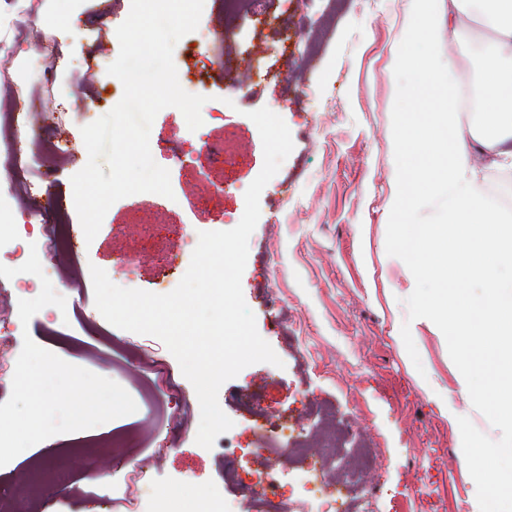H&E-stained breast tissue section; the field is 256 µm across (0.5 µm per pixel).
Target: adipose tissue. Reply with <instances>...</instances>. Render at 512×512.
Segmentation results:
<instances>
[{
  "label": "adipose tissue",
  "mask_w": 512,
  "mask_h": 512,
  "mask_svg": "<svg viewBox=\"0 0 512 512\" xmlns=\"http://www.w3.org/2000/svg\"><path fill=\"white\" fill-rule=\"evenodd\" d=\"M423 16L404 47L411 68L394 113L403 140V180L392 202L396 213L435 201L439 223L482 225L484 236L465 238L461 267L487 269L490 278L480 301L482 321L471 324L461 314L469 287L455 282V307L445 321L450 334L478 327L493 338L466 355L465 391L512 394V232H502L505 213L489 202L477 177V165L512 166V0H416ZM476 18L492 32L476 59L478 95L472 103L476 119L463 123L458 103L454 60H442L443 28L459 16ZM426 101L424 112L412 105ZM479 163H472V156Z\"/></svg>",
  "instance_id": "adipose-tissue-1"
}]
</instances>
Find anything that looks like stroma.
Listing matches in <instances>:
<instances>
[{
	"label": "stroma",
	"instance_id": "35a3bbf8",
	"mask_svg": "<svg viewBox=\"0 0 512 512\" xmlns=\"http://www.w3.org/2000/svg\"><path fill=\"white\" fill-rule=\"evenodd\" d=\"M130 8L131 0H79L80 21L69 29L54 25L52 0H0V51H30L21 70L0 68V106L16 91L33 114L60 112L81 91L98 99L99 114L108 113L123 95L107 68L119 54L116 29ZM416 20L414 0H266L260 21L248 8L230 13L224 0H204L198 30L174 48L175 66L189 52L218 51L232 71L258 58L263 80L232 88L209 73L196 132L177 108L157 114L150 150L169 170L174 196L140 193L116 201L78 260L56 258L50 280L65 309L44 307L22 324L18 302L32 290L21 277L0 278V324L14 331L0 346V363L8 365L0 374V403L11 395V368L28 335L124 387L137 410L105 428L137 431L139 446L116 461L86 447L82 432L52 436L26 459L0 467V498L11 497L17 476L36 461L45 473L38 493L48 512H142L147 494L164 497L188 486L224 512H253L265 476L275 481L281 512H316L303 489L305 463L263 445L286 422L313 435L324 414L381 451L355 483L352 512H475L479 487L461 462L462 450L512 444V402L462 390L465 353L483 338L448 335L444 312L453 294L443 287L444 264L412 265L397 247L403 218L391 201L402 172L392 106L409 73L402 44ZM219 24L229 38H201V30ZM490 36L463 19L448 45L460 76L475 75ZM262 107L283 118L294 148L261 193L241 284L259 334L282 364L247 366L223 384L218 401L234 425L206 449L195 442L194 388L166 346L116 327L111 343L99 342L87 329L101 317L92 288L67 283L76 273L89 276L93 265L111 270L122 253L129 269L114 284L153 293L163 258L190 263L199 232L234 228L244 193L263 167L262 141L248 117ZM60 114L73 151L36 153L34 167L55 168L50 192L70 209V178L88 154L74 112ZM182 148L194 151L195 166L175 163ZM223 182L234 184V192H215ZM0 209L29 224L46 220L16 188L5 151ZM158 359L166 372L154 369ZM66 452L78 464L70 482L58 484L51 474ZM142 470L150 485L139 480ZM82 487L89 496L79 495Z\"/></svg>",
	"mask_w": 512,
	"mask_h": 512
}]
</instances>
